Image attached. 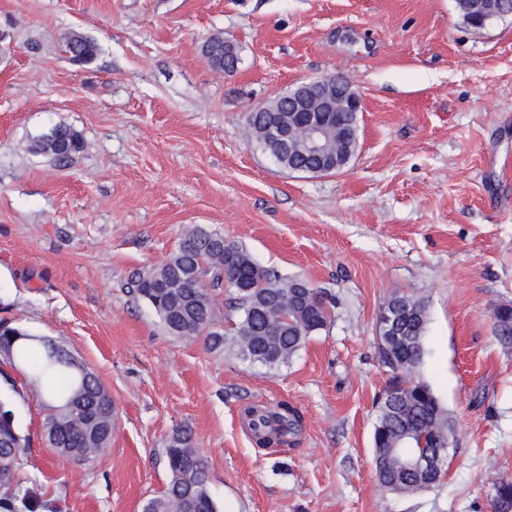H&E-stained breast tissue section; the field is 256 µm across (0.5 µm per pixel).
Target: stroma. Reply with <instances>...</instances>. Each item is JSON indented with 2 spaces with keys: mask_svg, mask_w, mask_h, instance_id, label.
I'll return each mask as SVG.
<instances>
[{
  "mask_svg": "<svg viewBox=\"0 0 512 512\" xmlns=\"http://www.w3.org/2000/svg\"><path fill=\"white\" fill-rule=\"evenodd\" d=\"M0 321L62 343L112 395L93 461L53 453L48 407L0 358V393L32 440L21 488L51 512H142L191 432L218 512H494L512 480V15L482 28L456 0H0ZM93 41L85 63L63 51ZM234 43L235 73L202 48ZM339 76L363 97L342 173L288 172L249 144L246 116L299 81ZM66 124L67 164L36 140ZM201 225L261 265L335 298L331 321L269 369L169 335L134 293ZM424 300L419 376L453 416L441 483L384 492L376 401L388 373L377 318L393 292ZM286 402L294 446L257 448L247 406ZM53 133L56 135H60L61 137H65L67 139L68 148L71 153L75 154L83 148L84 141L80 134L77 131H75L72 127L60 123L50 128V131L48 133L41 136L43 139L44 148L47 150V155L51 157L55 155L51 147ZM495 334L502 344H512V306L501 305L494 310Z\"/></svg>",
  "mask_w": 512,
  "mask_h": 512,
  "instance_id": "stroma-1",
  "label": "stroma"
}]
</instances>
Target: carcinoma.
Masks as SVG:
<instances>
[{"instance_id":"1","label":"carcinoma","mask_w":512,"mask_h":512,"mask_svg":"<svg viewBox=\"0 0 512 512\" xmlns=\"http://www.w3.org/2000/svg\"><path fill=\"white\" fill-rule=\"evenodd\" d=\"M212 64H224L230 49L213 40L203 47ZM288 122L286 112H251L247 117L249 142L278 158L283 169L308 168L316 160L298 153L294 145L286 154L272 131L273 121ZM357 116L341 117L330 128L328 147L351 160L358 140L353 137ZM67 139L71 153L84 145L80 134L66 124H57L42 136L47 155L54 156L53 135ZM136 295L160 319L165 330L183 338L206 337L214 348L227 346L237 356L269 369L277 368L300 350L313 334L325 329L331 317L327 292L307 287V282L285 279L259 265L250 252L203 227L186 232L168 258L133 275ZM224 285L232 290L236 319L230 332L213 329L218 321L210 288ZM398 307L402 318L396 328L395 345L377 342L378 355L388 368V385L378 402L373 443L379 484L388 492L411 494L435 488L441 479L437 470L412 472L403 459V434L407 430L433 434L448 430V410L432 389L415 378L426 354L427 309L423 301L394 293L383 305ZM499 342L512 344V306L494 310ZM0 355L27 369L28 384L51 397L43 423V438L55 452L78 462H88L108 447L114 426L112 395L100 377L80 362L63 344L36 336L7 322L0 323ZM256 443L268 448L293 445L299 426L298 412L286 403L260 405L250 411ZM31 439L20 433L8 398L0 397V512H38L44 507L31 491L19 495L17 476L28 462ZM168 467H177L159 496L148 499L142 512H217L208 490L207 465L185 430L175 431L165 448ZM495 512H512V481L493 486Z\"/></svg>"}]
</instances>
